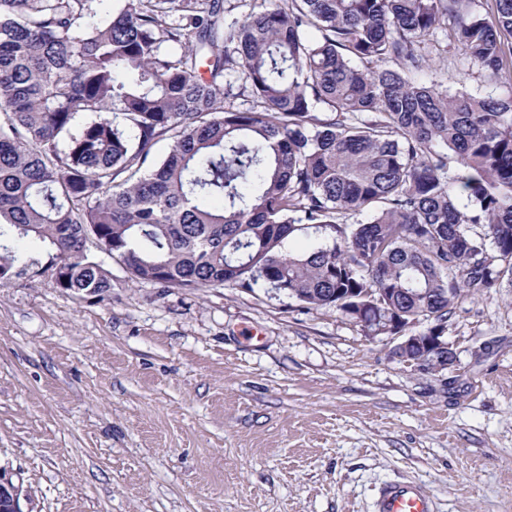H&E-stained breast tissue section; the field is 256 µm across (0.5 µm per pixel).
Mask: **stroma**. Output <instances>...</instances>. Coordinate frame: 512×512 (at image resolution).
<instances>
[{"instance_id": "35a3bbf8", "label": "stroma", "mask_w": 512, "mask_h": 512, "mask_svg": "<svg viewBox=\"0 0 512 512\" xmlns=\"http://www.w3.org/2000/svg\"><path fill=\"white\" fill-rule=\"evenodd\" d=\"M449 92L507 97L448 52ZM50 276L0 288V480L24 512H371L422 481L438 512H512V288L463 300L425 375L340 312L263 285Z\"/></svg>"}]
</instances>
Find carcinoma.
Wrapping results in <instances>:
<instances>
[{"label": "carcinoma", "mask_w": 512, "mask_h": 512, "mask_svg": "<svg viewBox=\"0 0 512 512\" xmlns=\"http://www.w3.org/2000/svg\"><path fill=\"white\" fill-rule=\"evenodd\" d=\"M121 2L0 0L4 282L107 294L92 236L165 287L341 313L384 288L350 317L367 336L512 288V96L425 81L443 42L512 83V0ZM310 228L328 243L284 251Z\"/></svg>", "instance_id": "1"}]
</instances>
